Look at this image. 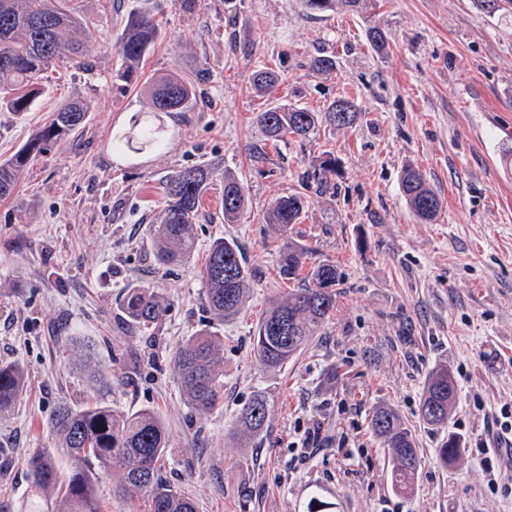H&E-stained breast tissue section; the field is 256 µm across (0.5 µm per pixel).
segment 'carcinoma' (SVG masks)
Returning <instances> with one entry per match:
<instances>
[{"label":"carcinoma","mask_w":512,"mask_h":512,"mask_svg":"<svg viewBox=\"0 0 512 512\" xmlns=\"http://www.w3.org/2000/svg\"><path fill=\"white\" fill-rule=\"evenodd\" d=\"M71 0H0V112L21 114L30 111L47 92L40 81L43 72L66 58L77 67L86 65L87 49L80 33V21ZM376 0H301L309 13H324L340 7L366 19V37L379 54L389 49L387 32L372 21ZM484 13H512V0H473ZM159 28L153 13L141 9L128 14L119 41L120 66L112 80L131 82L139 76V65L154 46ZM272 70L258 72L254 86L269 92L277 83ZM152 112H180L195 95L194 84L177 71L144 82ZM94 101L75 98L60 105L49 123L38 128L12 156L0 160V200L10 198L20 175L29 163L56 142L81 130ZM358 114L348 97L334 101L320 114L291 104L272 106L256 116L267 139L278 142L288 135L305 140L324 121L337 127L353 125ZM159 149L164 144V128L152 120L135 121L133 128L117 139L115 147ZM209 165L179 170L165 183L166 203L159 223L151 232V252L156 264L168 268L191 258L196 249L195 219L202 196L213 177ZM400 186L413 214L430 222L441 208L439 195L427 184L419 168L405 166ZM246 189L242 180L224 172V223L239 222L246 210ZM305 202L290 194L278 199L268 210L266 223L281 232L297 223ZM305 252L290 244L280 254L279 272L290 280L298 275ZM315 288H297L276 300L258 323L254 347L260 362L279 367L302 351L336 306V282L340 274L335 265H316L311 273ZM251 273L239 245L232 239L217 238L209 246L202 281L206 306L217 323L233 319L246 301ZM123 319L129 329L140 331L159 323L166 305L145 286L133 287L121 302ZM72 356L80 360L88 381L94 386H108L107 375L96 367L86 347L71 344ZM224 342L215 331L202 330L180 345L173 356L178 386L189 404L199 410L211 409L218 400V368L223 358ZM26 379L19 364H0V412L17 401ZM457 395L456 381L448 366H437L430 374L423 393L420 415L430 426L448 422V414ZM268 420L265 394H255L239 410L236 434L240 440L259 436ZM371 427L383 447L387 448L391 467V485L400 494L414 489L419 467L418 452L411 429L391 407H377ZM54 437L51 450L37 451L26 460L29 489L34 495L57 488L61 476L57 458L71 462L65 481V494L58 512H102L95 497L93 476L97 472L118 469L121 481L113 489L119 499L136 498L146 512H197L195 502L178 492L160 474V461L167 451L165 426L153 411L116 412L103 404L75 407L60 404L48 421ZM460 452L459 440L450 436L438 448L443 464L453 463ZM324 500L323 487L314 485L303 512H331Z\"/></svg>","instance_id":"obj_1"}]
</instances>
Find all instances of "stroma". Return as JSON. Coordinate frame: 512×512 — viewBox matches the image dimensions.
I'll return each mask as SVG.
<instances>
[{"label": "stroma", "mask_w": 512, "mask_h": 512, "mask_svg": "<svg viewBox=\"0 0 512 512\" xmlns=\"http://www.w3.org/2000/svg\"><path fill=\"white\" fill-rule=\"evenodd\" d=\"M89 36L86 68L48 70L47 94L28 112H0V158L18 150L65 99L91 98L85 128L36 157L14 195L0 200V362L26 371L23 391L0 413V512H55L57 495L30 498L25 461L52 447L47 422L60 403L96 400L131 413L148 408L168 437L163 478L199 512H297L310 485L336 512H512V467L481 449L492 414L512 412V14L489 15L473 0H379L375 20L390 49L370 47L361 18L308 13L300 0H73ZM154 11L161 35L139 80L113 81L126 16ZM334 57L333 71L310 66ZM275 69L273 92L253 74ZM195 83L193 107L163 115L162 149L115 151V136L150 115L142 83L170 69ZM360 109L349 127L322 124L306 140L267 141L256 122L269 104L326 112L339 97ZM336 171L313 173L325 156ZM208 164L215 176L195 224L194 256L157 269L150 231L172 173ZM418 167L442 209L420 222L400 189ZM248 192L246 219L223 218L224 173ZM305 208L288 234L265 224L279 197ZM237 240L252 274L233 320L215 324L202 267L214 239ZM308 250L309 265L336 264V307L286 365L260 363L253 345L265 312L307 270L286 281L280 251ZM146 286L167 305L152 333L129 330L119 304ZM214 328L224 337L222 396L209 411L189 407L175 381L176 348ZM89 344L111 378L91 389L69 359ZM447 364L458 388L447 425L419 417L431 371ZM268 397L264 431L234 438L238 410ZM386 404L411 429L421 466L415 492L396 493L388 458L370 428ZM325 441L296 442L311 425ZM461 439L459 459L438 448ZM501 471L498 489L488 467Z\"/></svg>", "instance_id": "obj_1"}]
</instances>
